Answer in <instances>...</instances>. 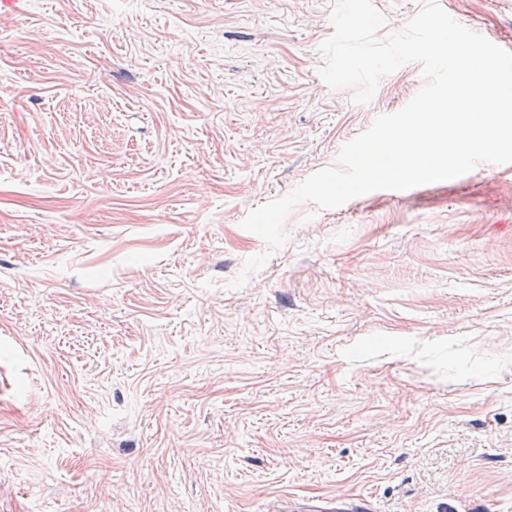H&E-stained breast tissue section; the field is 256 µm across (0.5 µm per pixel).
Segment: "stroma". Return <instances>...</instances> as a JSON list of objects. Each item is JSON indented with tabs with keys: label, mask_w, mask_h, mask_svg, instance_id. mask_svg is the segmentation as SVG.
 <instances>
[{
	"label": "stroma",
	"mask_w": 512,
	"mask_h": 512,
	"mask_svg": "<svg viewBox=\"0 0 512 512\" xmlns=\"http://www.w3.org/2000/svg\"><path fill=\"white\" fill-rule=\"evenodd\" d=\"M335 0L0 15V512H512V170L298 205L423 87L319 76ZM512 47V0H440Z\"/></svg>",
	"instance_id": "35a3bbf8"
}]
</instances>
